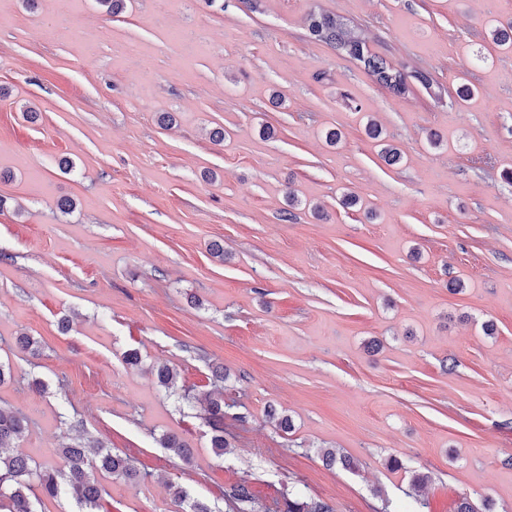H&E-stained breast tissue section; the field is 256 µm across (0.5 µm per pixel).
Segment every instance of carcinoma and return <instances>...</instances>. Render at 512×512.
Segmentation results:
<instances>
[{"instance_id":"carcinoma-1","label":"carcinoma","mask_w":512,"mask_h":512,"mask_svg":"<svg viewBox=\"0 0 512 512\" xmlns=\"http://www.w3.org/2000/svg\"><path fill=\"white\" fill-rule=\"evenodd\" d=\"M310 35L335 45L364 66L376 80L397 91L406 89V76L390 69L373 54L354 28L336 17L312 12L309 15ZM490 35L501 49L512 50V23L503 26L490 24ZM17 349L31 357L40 355L39 340L21 333L16 337ZM157 384L172 394L177 393L178 374L167 365L155 368ZM204 420L210 428V448L217 456L229 448L224 438V397L211 392L202 393ZM28 419L6 403L0 402V512H44L41 503L54 500L61 494L70 495L79 505L78 512H98L100 502L107 494L95 478L96 469L111 476L134 479L138 476L129 458L104 446L97 438L78 433L55 449L61 465L39 463L30 456L12 451L15 442L28 432ZM161 447L188 461L191 449L175 433H166L159 439ZM169 494L179 512H213L205 501L192 497L175 483H168ZM227 512H260L252 488L237 483L224 491ZM280 512H334L326 502L315 499L283 498Z\"/></svg>"}]
</instances>
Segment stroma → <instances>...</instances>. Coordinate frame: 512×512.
Returning <instances> with one entry per match:
<instances>
[{
  "instance_id": "stroma-1",
  "label": "stroma",
  "mask_w": 512,
  "mask_h": 512,
  "mask_svg": "<svg viewBox=\"0 0 512 512\" xmlns=\"http://www.w3.org/2000/svg\"><path fill=\"white\" fill-rule=\"evenodd\" d=\"M314 10L407 91L311 36ZM493 19L512 21V0H129L112 17L97 0H0V360L15 368L0 401L30 421L23 452L54 462L76 421L149 470L99 475L100 512H176L171 481L218 508L245 482L269 510L287 493L334 512L463 497L512 512V52ZM463 80L477 93L460 106ZM162 363L223 392L224 456L199 404L158 387ZM169 431L190 461L161 447Z\"/></svg>"
}]
</instances>
